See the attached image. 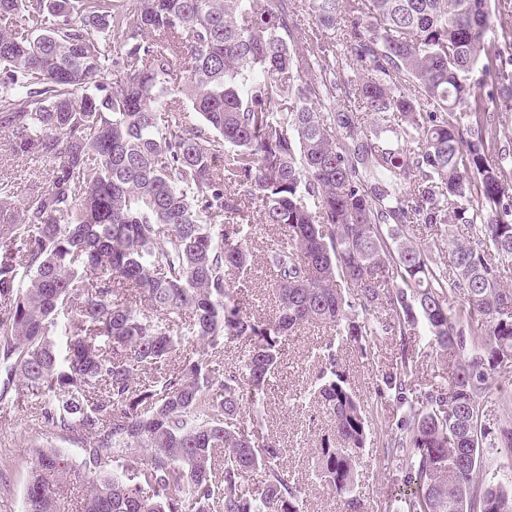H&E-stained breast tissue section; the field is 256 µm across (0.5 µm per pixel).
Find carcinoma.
<instances>
[{
  "label": "carcinoma",
  "mask_w": 512,
  "mask_h": 512,
  "mask_svg": "<svg viewBox=\"0 0 512 512\" xmlns=\"http://www.w3.org/2000/svg\"><path fill=\"white\" fill-rule=\"evenodd\" d=\"M309 9L308 31L291 0H0V131L49 165L31 201L0 183V411L34 385L46 427L25 512H65L80 470L81 512H305L257 419L309 326L335 332L309 399L333 421L311 468L338 512H366L371 422L335 337L364 359L383 333L406 487L387 512H512V466L484 468L512 463V398L495 433L479 399L512 358V63L493 64L492 0ZM256 216L280 230L258 315L238 286ZM423 224L448 262L413 241ZM421 327L454 368L418 392Z\"/></svg>",
  "instance_id": "obj_1"
}]
</instances>
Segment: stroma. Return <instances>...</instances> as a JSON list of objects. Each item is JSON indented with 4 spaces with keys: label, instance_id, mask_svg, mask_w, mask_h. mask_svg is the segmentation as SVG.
I'll use <instances>...</instances> for the list:
<instances>
[{
    "label": "stroma",
    "instance_id": "1",
    "mask_svg": "<svg viewBox=\"0 0 512 512\" xmlns=\"http://www.w3.org/2000/svg\"><path fill=\"white\" fill-rule=\"evenodd\" d=\"M0 176L17 184L18 196L23 201L47 185L43 164L24 157H11L1 144ZM326 336L325 329L308 328L288 338L279 371L265 400L264 430L277 434L286 446L284 466L304 489L308 512L337 510L325 489L308 479L312 453L329 424L328 417L311 404L307 395L312 354ZM394 346L392 337L383 334L378 336L375 353L370 358L356 359L346 353L340 356L350 382L372 413V432L364 451L358 486L369 512H386V500L395 488L397 475L384 453L383 429L395 424L400 413L392 403L378 396L382 374L395 356ZM39 402L38 396L28 395L22 410L0 416V459L6 462L5 473L0 476V500L7 502L11 512L25 510L24 496L33 458L31 444L39 432L33 418Z\"/></svg>",
    "mask_w": 512,
    "mask_h": 512
}]
</instances>
